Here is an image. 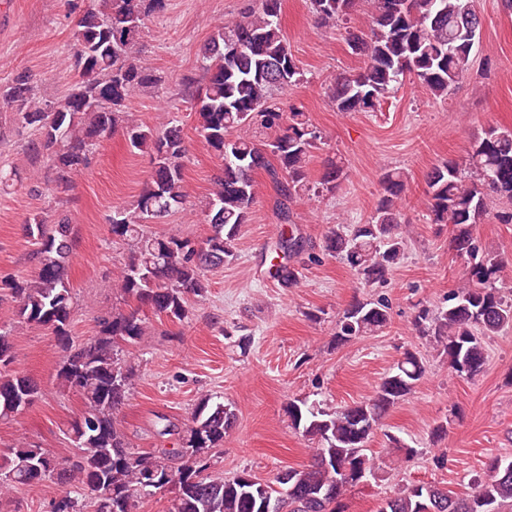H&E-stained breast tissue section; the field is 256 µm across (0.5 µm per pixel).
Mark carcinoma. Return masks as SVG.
Listing matches in <instances>:
<instances>
[{
    "mask_svg": "<svg viewBox=\"0 0 512 512\" xmlns=\"http://www.w3.org/2000/svg\"><path fill=\"white\" fill-rule=\"evenodd\" d=\"M260 6L231 24L215 28L202 51L205 84L192 92L197 131L223 162L213 187L201 201L203 221L212 234L197 244L187 237L148 233L143 225L186 208L184 170L187 150L180 126L156 133L127 111L135 92L163 93L165 79L136 45L146 22L166 8V0H97L83 10L75 32V79L56 101H43L27 72L0 82V109L13 113L15 127L31 131L27 149L46 159L54 171L51 190L68 189L72 176L89 167L98 142L122 130L130 151L146 153L152 172L136 200L112 211V236L133 243L134 251L118 276L128 310L114 308L99 319L89 341L70 339L73 298L67 267L74 256V236L67 217L52 224L36 217L26 225L35 249L34 274L3 277L0 290L16 303L19 323L42 327L63 347L56 384L78 393L83 412L68 434L77 449L63 460L38 445L22 442L7 449L0 462V492L51 482L80 485L55 499L56 512H132L135 499L172 485L174 512H260L245 476L211 475L201 454L224 446L235 414L205 397L196 405L182 450L159 456L135 454L118 427L116 414L129 395L132 366L119 357L147 335L140 308L182 323L189 318V295H203L207 273L231 260L234 242L248 223L259 195L255 175L263 171L282 195L293 199L313 192H333L343 165L329 159L316 185L306 165L321 136L308 113L294 104L283 107L273 93L302 80L281 26L282 0ZM323 26H334L357 0H309ZM369 33L346 30L353 53L365 58L355 74L333 79L331 99L340 112H369L389 89L406 78L435 97L446 98L465 77L479 44L481 26L473 23V0H367ZM431 221L451 226L454 247L464 259L461 285L448 291L442 305L418 310L414 326L433 339L448 367L472 377L486 363L484 339L512 328V296L499 283L504 262L474 240L473 228L492 219L512 224V128L490 127L473 137L463 163L446 161L425 175ZM384 194L366 224L334 228L323 239L326 254L342 260L364 285L383 282L404 254L400 201L403 174L389 170ZM283 288L297 282L290 264L276 268ZM390 305L381 298L357 301L336 321V344L371 336L387 328ZM0 420L29 407L38 397L36 381L12 369L10 333L0 328ZM426 374L423 359L406 352L366 400L325 409L290 400L292 428L311 444V464L293 470L288 484H265L267 499L281 512H344L342 497L357 478H378L367 447L390 410L411 393ZM379 512H512V458L493 456L476 491L458 496L436 484L419 483L387 497Z\"/></svg>",
    "mask_w": 512,
    "mask_h": 512,
    "instance_id": "1",
    "label": "carcinoma"
}]
</instances>
